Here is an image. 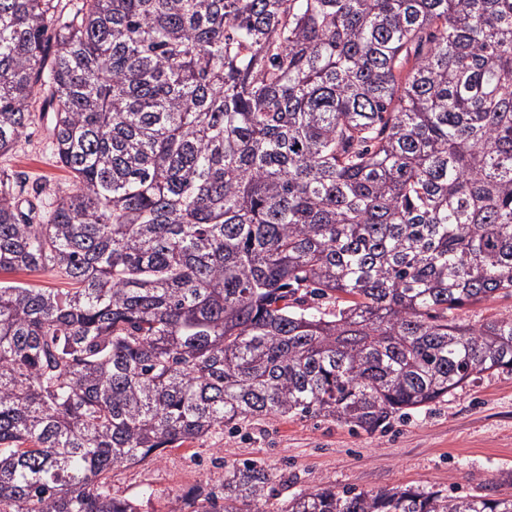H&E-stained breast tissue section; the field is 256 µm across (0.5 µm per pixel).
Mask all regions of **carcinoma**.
I'll list each match as a JSON object with an SVG mask.
<instances>
[{
    "label": "carcinoma",
    "mask_w": 512,
    "mask_h": 512,
    "mask_svg": "<svg viewBox=\"0 0 512 512\" xmlns=\"http://www.w3.org/2000/svg\"><path fill=\"white\" fill-rule=\"evenodd\" d=\"M0 0V512H140L114 471L270 418L368 433L512 373V0ZM252 461L169 512L274 498ZM274 512H512L321 486ZM41 102L37 104L36 121L28 129L19 145L12 152L0 155V173L18 174L22 177L26 189L32 187H66L70 184L68 172L62 168L49 146L48 119H38ZM0 281H16L34 288H67L66 281L56 273L46 270H19L0 274ZM466 323L480 325L494 318H507L512 316V296L500 295L499 297L465 306L455 311Z\"/></svg>",
    "instance_id": "cac0c4a2"
}]
</instances>
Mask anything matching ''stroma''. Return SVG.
<instances>
[{
  "mask_svg": "<svg viewBox=\"0 0 512 512\" xmlns=\"http://www.w3.org/2000/svg\"><path fill=\"white\" fill-rule=\"evenodd\" d=\"M49 120H38L0 173L20 175L26 187L70 183L49 146ZM255 459L289 493L320 485L379 492L431 486L451 494L512 496V374L499 373L457 389L427 410L367 433L321 418H274L246 435H216L165 450L145 466L115 471L111 483L142 512H168L177 492L216 485L223 463Z\"/></svg>",
  "mask_w": 512,
  "mask_h": 512,
  "instance_id": "stroma-1",
  "label": "stroma"
}]
</instances>
